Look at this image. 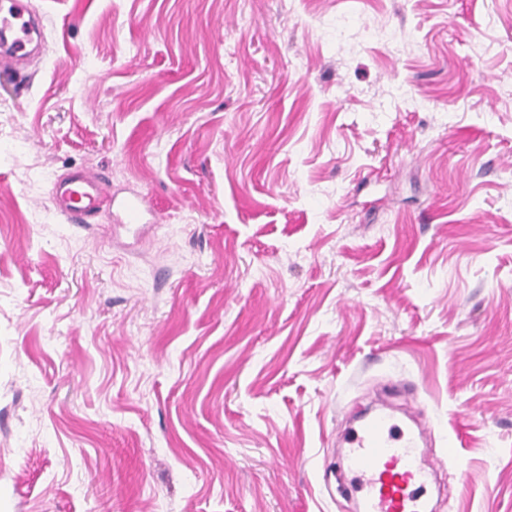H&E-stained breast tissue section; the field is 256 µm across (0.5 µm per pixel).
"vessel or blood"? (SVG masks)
<instances>
[{"label":"vessel or blood","mask_w":512,"mask_h":512,"mask_svg":"<svg viewBox=\"0 0 512 512\" xmlns=\"http://www.w3.org/2000/svg\"><path fill=\"white\" fill-rule=\"evenodd\" d=\"M26 0H0V70L23 72L39 53V19L29 18ZM55 210L69 223H90L111 205L112 192L98 176L77 173L57 180ZM340 463L353 475L362 512H424L421 493L429 473L419 464L417 439L398 433L391 418L375 417L352 430Z\"/></svg>","instance_id":"vessel-or-blood-1"}]
</instances>
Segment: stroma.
<instances>
[{
	"label": "stroma",
	"instance_id": "obj_1",
	"mask_svg": "<svg viewBox=\"0 0 512 512\" xmlns=\"http://www.w3.org/2000/svg\"><path fill=\"white\" fill-rule=\"evenodd\" d=\"M29 4L0 512H356L336 461L384 407L426 512H512V0ZM80 169L87 228L51 202ZM52 203L70 224H89L112 205L110 185L97 175L77 173L54 183Z\"/></svg>",
	"mask_w": 512,
	"mask_h": 512
}]
</instances>
